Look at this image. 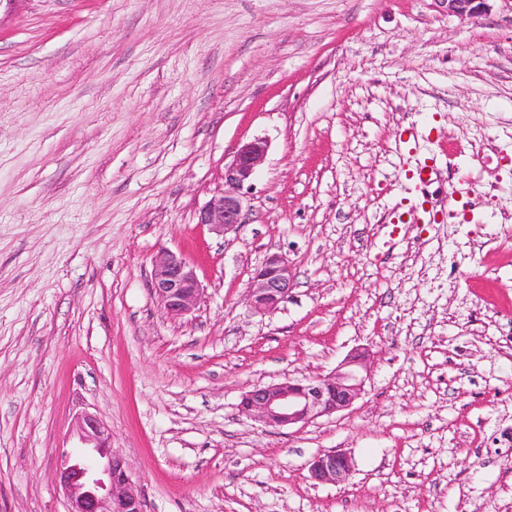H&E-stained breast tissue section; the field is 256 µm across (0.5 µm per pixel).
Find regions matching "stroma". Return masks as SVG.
I'll use <instances>...</instances> for the list:
<instances>
[{"label": "stroma", "instance_id": "obj_1", "mask_svg": "<svg viewBox=\"0 0 512 512\" xmlns=\"http://www.w3.org/2000/svg\"><path fill=\"white\" fill-rule=\"evenodd\" d=\"M256 138L246 222L215 235L196 213ZM430 158L432 221L400 223ZM162 249L204 288L178 319L150 290ZM273 252L294 288L259 315L247 287ZM360 347L349 410L281 430L239 415L253 385ZM84 409L145 512H512V9L0 6V512H66ZM331 450L355 458L349 483L310 479Z\"/></svg>", "mask_w": 512, "mask_h": 512}]
</instances>
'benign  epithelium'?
I'll use <instances>...</instances> for the list:
<instances>
[{"instance_id": "7a95c632", "label": "benign epithelium", "mask_w": 512, "mask_h": 512, "mask_svg": "<svg viewBox=\"0 0 512 512\" xmlns=\"http://www.w3.org/2000/svg\"><path fill=\"white\" fill-rule=\"evenodd\" d=\"M449 14L475 18L492 10L493 0H435ZM267 143L254 139L241 144L224 167V188L201 207L197 223L225 235L244 223V189L262 164ZM294 274L281 254L268 255L249 281V306L256 314L275 311L291 297ZM150 289L163 311L171 317L189 314L203 294L194 264L182 253L159 251L153 261ZM367 352L353 351L333 372L310 379H284L258 384L241 394L240 415L263 427L284 429L331 417L350 409L364 393ZM75 431L86 451L98 457L90 465L79 454L65 452L56 481L68 502L67 512H145L125 458L112 449V433L95 413L76 414ZM310 479L318 484L339 485L351 480L353 458L341 451L321 452L307 464Z\"/></svg>"}]
</instances>
